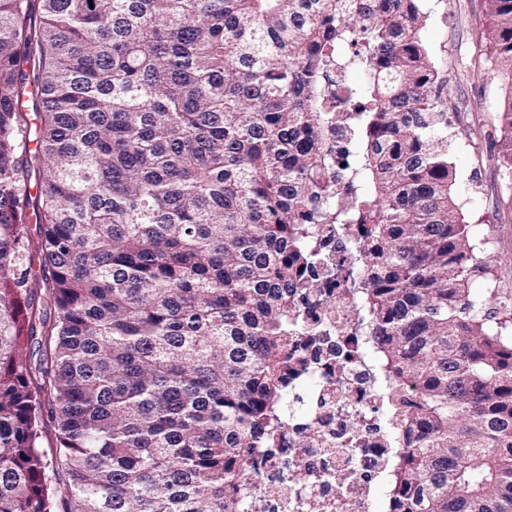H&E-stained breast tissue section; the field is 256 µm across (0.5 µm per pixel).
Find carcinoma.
Instances as JSON below:
<instances>
[{"instance_id": "obj_1", "label": "carcinoma", "mask_w": 512, "mask_h": 512, "mask_svg": "<svg viewBox=\"0 0 512 512\" xmlns=\"http://www.w3.org/2000/svg\"><path fill=\"white\" fill-rule=\"evenodd\" d=\"M422 2L0 0V512H242L326 228L354 334L416 395L391 512H512V298L475 287ZM485 16L512 81V0ZM498 118L512 177V95Z\"/></svg>"}]
</instances>
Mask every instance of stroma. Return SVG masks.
Wrapping results in <instances>:
<instances>
[{"mask_svg": "<svg viewBox=\"0 0 512 512\" xmlns=\"http://www.w3.org/2000/svg\"><path fill=\"white\" fill-rule=\"evenodd\" d=\"M423 37L444 80L453 193L475 236L494 243L492 273L512 295V179L500 166L497 113L512 83L493 74L483 27L484 0H424Z\"/></svg>", "mask_w": 512, "mask_h": 512, "instance_id": "1", "label": "stroma"}]
</instances>
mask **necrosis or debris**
<instances>
[{"label":"necrosis or debris","mask_w":512,"mask_h":512,"mask_svg":"<svg viewBox=\"0 0 512 512\" xmlns=\"http://www.w3.org/2000/svg\"><path fill=\"white\" fill-rule=\"evenodd\" d=\"M331 274L301 301L309 332L288 344L298 375L289 388L284 447L259 458L244 512H380L396 437L386 384L373 357L349 335L353 293L337 269L351 264L348 238L330 232Z\"/></svg>","instance_id":"1"}]
</instances>
